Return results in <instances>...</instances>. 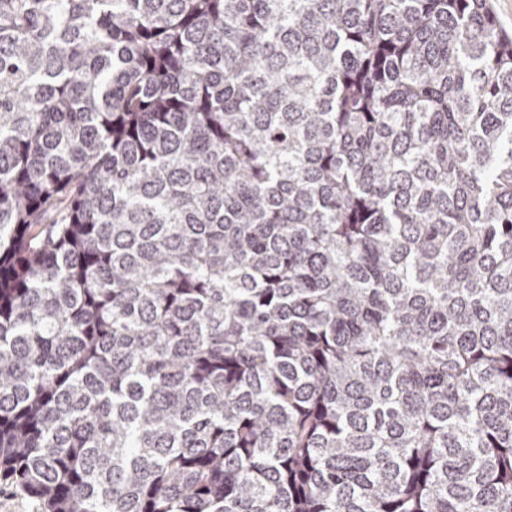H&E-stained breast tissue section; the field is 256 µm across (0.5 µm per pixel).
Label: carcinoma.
I'll return each mask as SVG.
<instances>
[{
    "mask_svg": "<svg viewBox=\"0 0 512 512\" xmlns=\"http://www.w3.org/2000/svg\"><path fill=\"white\" fill-rule=\"evenodd\" d=\"M1 483L512 512L490 0H0Z\"/></svg>",
    "mask_w": 512,
    "mask_h": 512,
    "instance_id": "1",
    "label": "carcinoma"
}]
</instances>
